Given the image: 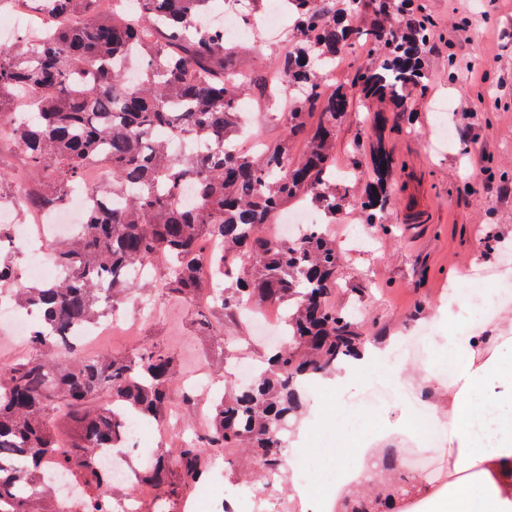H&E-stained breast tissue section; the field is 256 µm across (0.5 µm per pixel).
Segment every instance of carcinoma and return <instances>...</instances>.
I'll use <instances>...</instances> for the list:
<instances>
[{"label": "carcinoma", "mask_w": 512, "mask_h": 512, "mask_svg": "<svg viewBox=\"0 0 512 512\" xmlns=\"http://www.w3.org/2000/svg\"><path fill=\"white\" fill-rule=\"evenodd\" d=\"M100 2L26 0L36 12L76 13L83 24L43 43L24 35L0 48V133L39 184L20 194L13 175L0 171V199L16 198L20 210L56 209L89 165L106 173V184L91 189L95 202L80 232L49 244L68 279L20 282L9 260L16 249L6 247L11 226L0 224V291L38 311L26 354L0 366V512H55V494L70 491L82 493L83 512H121L112 475L98 465L100 450L126 438L115 403L146 421L167 420L179 362L148 345L88 354L68 330L117 313L139 288L134 267L156 253L168 259L159 286L186 303L207 288L218 314L286 306L288 342L250 384L224 389L206 429L158 450L143 477L159 501L183 502L231 448L247 449L261 475L283 476L285 433L308 404L304 383L336 373L366 339L355 314L331 303L342 260L336 239L319 229L280 242L266 226L305 202L327 224L353 206L363 223L393 234L385 219L396 172L385 146L388 114L413 111L412 92L431 76L436 25L422 0H288V52L275 54L265 75L204 25L212 0H133L135 14L114 7L108 16ZM358 45L371 62L349 84H329L324 70ZM256 87L285 133L240 151L243 103ZM19 93L36 107L27 117L14 111ZM355 106L369 112L355 147L369 150L371 166L342 176L336 127ZM174 140L185 149L175 150ZM185 185L195 203L180 206ZM63 436L69 446L60 453ZM378 483L371 494L349 493L341 512H401L422 491L416 482Z\"/></svg>", "instance_id": "cac0c4a2"}]
</instances>
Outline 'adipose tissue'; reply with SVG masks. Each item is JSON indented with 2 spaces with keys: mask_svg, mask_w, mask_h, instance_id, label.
<instances>
[{
  "mask_svg": "<svg viewBox=\"0 0 512 512\" xmlns=\"http://www.w3.org/2000/svg\"><path fill=\"white\" fill-rule=\"evenodd\" d=\"M448 356L462 384L454 397L449 453L456 468L472 471L470 481L452 485L435 512H512V392H494L512 381V353L475 363L469 347L448 341ZM485 389L481 400L473 393Z\"/></svg>",
  "mask_w": 512,
  "mask_h": 512,
  "instance_id": "adipose-tissue-1",
  "label": "adipose tissue"
}]
</instances>
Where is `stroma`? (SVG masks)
<instances>
[{
    "label": "stroma",
    "mask_w": 512,
    "mask_h": 512,
    "mask_svg": "<svg viewBox=\"0 0 512 512\" xmlns=\"http://www.w3.org/2000/svg\"><path fill=\"white\" fill-rule=\"evenodd\" d=\"M439 30L460 19H470L469 39L457 49L447 41H436L431 52L432 78L414 92V117L392 113V131L387 149L405 169L404 193L388 214L395 224L391 236L375 237L364 243L354 238L361 220L348 209L331 234L343 251L338 285L332 298L340 307L360 305L362 330L373 346L387 349L389 362L404 386L427 385L435 414L447 416L454 406V390L444 376L448 369V338L463 336V321L469 309L456 304L450 291L473 287L470 277L477 269L497 267L500 257L488 248V240L512 247V200L501 197L499 175L479 182L469 180L468 165L454 144L436 139L439 105L456 108L461 96L474 98L477 115L471 132L481 147L503 162L512 163V92L489 91L477 97L468 77H448V59L475 61L498 80L500 67L512 64V0H427ZM161 309L160 317L138 322L135 332L118 327L106 336L89 340L87 348L123 351L150 343L175 356L182 372H189L191 351L208 354L209 338L196 335L194 311H207V302L195 309L156 288H142L123 306L127 319L149 306ZM218 334L227 345L229 364H261L270 341L250 335L241 319L213 316ZM346 384L335 377L316 379L309 388V403L286 434L288 459L303 458L302 468L288 467L282 484L270 489L248 491L247 484L231 460L216 461L211 479L223 486L229 501H240L239 512H284L294 502L297 512H318V499L346 483L363 469L365 447L380 436L399 435L409 441V457L401 470L416 472L414 457L426 455L422 432L416 426L412 403L397 395L378 405L366 402L370 385L359 366L344 365Z\"/></svg>",
    "instance_id": "stroma-1"
}]
</instances>
